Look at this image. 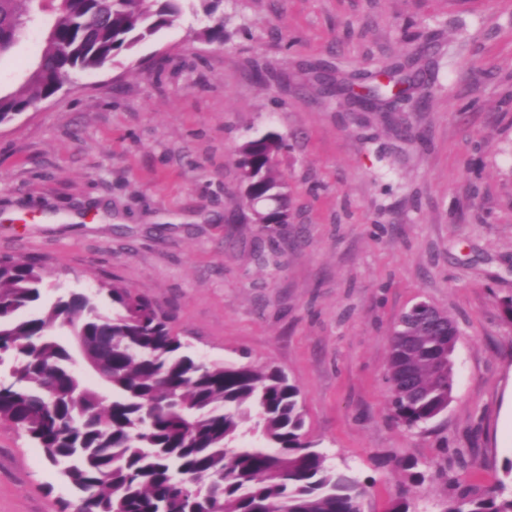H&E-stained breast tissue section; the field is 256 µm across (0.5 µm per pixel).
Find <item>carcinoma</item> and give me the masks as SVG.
<instances>
[{
    "label": "carcinoma",
    "mask_w": 512,
    "mask_h": 512,
    "mask_svg": "<svg viewBox=\"0 0 512 512\" xmlns=\"http://www.w3.org/2000/svg\"><path fill=\"white\" fill-rule=\"evenodd\" d=\"M55 15L27 87L0 95V124L55 95L72 71L99 68L170 27L180 0H0V56L41 12ZM353 103L393 112L420 76L382 72ZM277 133L249 139L236 165L256 223L288 208ZM46 271L0 256V423L23 430L78 496L81 512H360L364 490L306 440L300 387L274 367L205 363L188 354L171 317L148 295L114 283L41 304ZM108 300L111 310L99 306ZM419 302L394 323L387 376L395 418L420 427L454 388L459 331ZM512 512V496L464 491L442 512Z\"/></svg>",
    "instance_id": "cac0c4a2"
}]
</instances>
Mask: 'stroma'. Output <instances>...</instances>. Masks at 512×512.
Returning a JSON list of instances; mask_svg holds the SVG:
<instances>
[{"mask_svg":"<svg viewBox=\"0 0 512 512\" xmlns=\"http://www.w3.org/2000/svg\"><path fill=\"white\" fill-rule=\"evenodd\" d=\"M201 0L132 52L71 77L0 124V255L46 268V300L117 282L146 292L189 351L283 370L304 432L349 469L361 512H440L454 490L512 479V0ZM54 16L0 56L20 88ZM421 56L397 112H356L312 78L364 86ZM274 131L293 207L258 224L235 151ZM460 336L448 409L408 428L390 410L393 324L415 303ZM424 475L412 485L404 461ZM72 491L0 426V512H57Z\"/></svg>","mask_w":512,"mask_h":512,"instance_id":"35a3bbf8","label":"stroma"}]
</instances>
